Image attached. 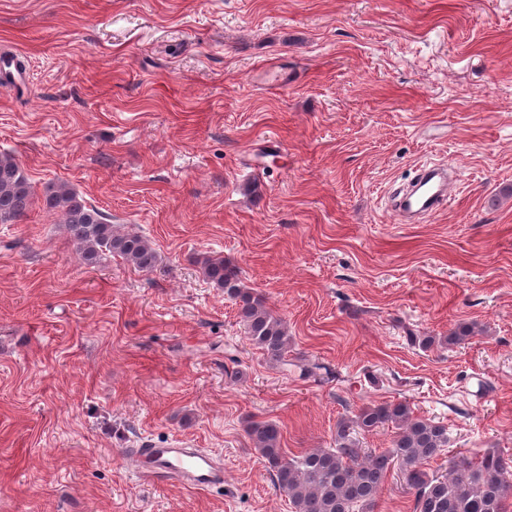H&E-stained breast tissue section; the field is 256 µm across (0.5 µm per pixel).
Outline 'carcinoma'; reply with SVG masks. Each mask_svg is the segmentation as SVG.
I'll return each mask as SVG.
<instances>
[{
	"label": "carcinoma",
	"mask_w": 512,
	"mask_h": 512,
	"mask_svg": "<svg viewBox=\"0 0 512 512\" xmlns=\"http://www.w3.org/2000/svg\"><path fill=\"white\" fill-rule=\"evenodd\" d=\"M23 63L3 55L0 84H15ZM36 189L17 162L0 155V224H14L27 216ZM43 206L59 217L83 263H100L103 256L121 257L134 268L152 272L158 255L149 240L122 230L110 217L90 206L65 183H49L40 195ZM205 278L236 302L248 339L276 363L288 354V330L262 297L239 278L222 258L207 259ZM474 335L460 324L448 335L417 336L411 344L427 350L434 345L455 346ZM394 429L390 448L371 453L361 448L357 433ZM247 434L272 474L274 486L286 493L294 512H373L387 472L395 469L413 497V512H512V457L495 450L477 461L461 457L448 475L430 474L424 466L448 446V426L414 415L404 401L367 403L336 424L335 447L309 449L289 457L281 445L280 426L271 420L249 422Z\"/></svg>",
	"instance_id": "1"
}]
</instances>
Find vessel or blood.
Instances as JSON below:
<instances>
[{"label":"vessel or blood","mask_w":512,"mask_h":512,"mask_svg":"<svg viewBox=\"0 0 512 512\" xmlns=\"http://www.w3.org/2000/svg\"><path fill=\"white\" fill-rule=\"evenodd\" d=\"M451 191L446 168H424L411 192L394 205L393 212L402 223L416 215L434 214ZM124 458L132 463L139 478L149 484L175 480L192 489H204L224 483V465L220 460L205 449L190 448L181 441L158 448L146 440L139 447L126 449Z\"/></svg>","instance_id":"vessel-or-blood-1"}]
</instances>
